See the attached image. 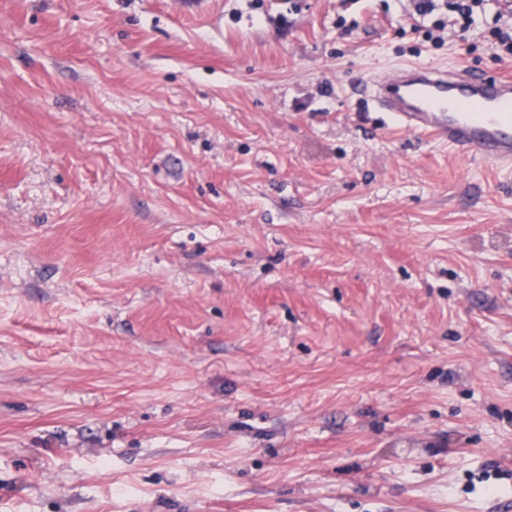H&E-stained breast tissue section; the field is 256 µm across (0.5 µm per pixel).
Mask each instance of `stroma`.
<instances>
[{"label":"stroma","mask_w":512,"mask_h":512,"mask_svg":"<svg viewBox=\"0 0 512 512\" xmlns=\"http://www.w3.org/2000/svg\"><path fill=\"white\" fill-rule=\"evenodd\" d=\"M409 0H0V512H512V168L371 111L512 70Z\"/></svg>","instance_id":"obj_1"}]
</instances>
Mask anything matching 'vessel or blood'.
Masks as SVG:
<instances>
[{
	"label": "vessel or blood",
	"mask_w": 512,
	"mask_h": 512,
	"mask_svg": "<svg viewBox=\"0 0 512 512\" xmlns=\"http://www.w3.org/2000/svg\"><path fill=\"white\" fill-rule=\"evenodd\" d=\"M368 101L405 130L425 134L476 159L512 165V72L418 64L365 82Z\"/></svg>",
	"instance_id": "b4317fda"
}]
</instances>
